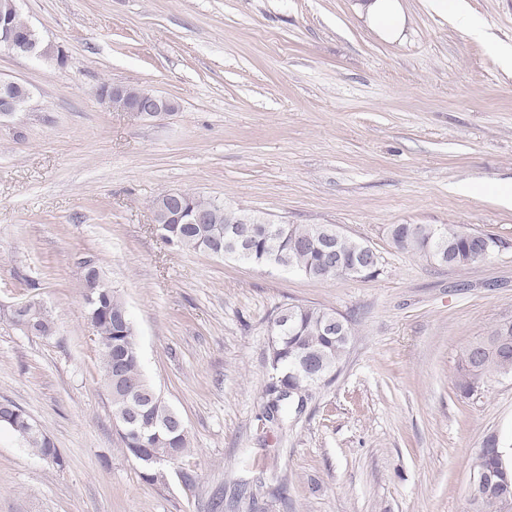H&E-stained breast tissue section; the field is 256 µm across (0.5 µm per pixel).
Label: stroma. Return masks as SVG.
Instances as JSON below:
<instances>
[{
  "mask_svg": "<svg viewBox=\"0 0 512 512\" xmlns=\"http://www.w3.org/2000/svg\"><path fill=\"white\" fill-rule=\"evenodd\" d=\"M361 0H21L64 67L0 49L31 101L0 118V403L61 463L0 430V512H465L489 435L512 449V377L455 387L464 347L512 321V0H461L470 36L430 0H400L381 38ZM142 86L178 112L145 121L98 97ZM189 190L288 224H332L379 273L317 281L206 252L154 228ZM394 224L497 238L483 262L399 250ZM95 262L133 323L142 373L191 441L146 482L112 416L82 296ZM38 297L52 338L11 326ZM291 304L349 318L335 382L265 413L273 321ZM286 495H279V488ZM167 192V191H166ZM166 192H163L159 194L153 204L156 200H158L161 196H163ZM182 190H172L168 191L166 195V202L168 204L169 208H166L164 205H157L154 206V218H155V228L160 234V236H169V234L165 231L166 230V224H160L161 220H164L163 222H166L172 218H179L181 210L174 206L175 202L179 201L183 197ZM159 213L162 214V216L159 215ZM160 220V221H159ZM7 404L17 409L19 413L10 414L8 420H3L2 426L0 424V430L3 428L11 431L26 448L38 456L52 459L56 464L60 463V454L50 437L35 424L22 408L10 402H7ZM31 424L36 428L37 435L31 432Z\"/></svg>",
  "mask_w": 512,
  "mask_h": 512,
  "instance_id": "obj_1",
  "label": "stroma"
}]
</instances>
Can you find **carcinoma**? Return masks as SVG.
I'll list each match as a JSON object with an SVG mask.
<instances>
[{
  "label": "carcinoma",
  "instance_id": "cac0c4a2",
  "mask_svg": "<svg viewBox=\"0 0 512 512\" xmlns=\"http://www.w3.org/2000/svg\"><path fill=\"white\" fill-rule=\"evenodd\" d=\"M254 214L225 207L219 213L220 226L234 228L240 238L249 243L251 264L271 265L270 239L259 225L251 222ZM320 224H286L277 248L287 255L288 268L304 276L326 281L344 275L343 269L351 260L354 241L343 238L334 243V252H328L319 237ZM432 224H394L389 235L394 245L404 251L421 254L436 262H447L454 267L474 265L485 259L482 249L485 241L498 246V240L489 234L464 232L454 226L440 231L445 241L444 250L438 248L439 231ZM212 234L209 224H188L180 238L170 237L165 243L182 251L204 252V239ZM37 324V336L53 335L54 320L38 301L29 302ZM87 318L97 329L100 362L107 377L112 398V414L124 450L144 468V477L157 479L156 461L176 463L189 449L186 425L177 423L178 412L158 394L140 370V355L131 321L119 325L117 320L126 315V306L110 288L96 293V299L87 301ZM285 316L274 321L270 345L272 367L278 372L279 387L269 390L266 412L271 420L285 411L287 405L298 399L296 412L304 410L313 392L336 380L350 342L349 320L343 327L327 324L332 310L308 304H294L283 309ZM328 372L327 381L314 380L310 368ZM512 376V321L496 324L489 335L470 344L460 356L455 387L468 397L477 392L490 374ZM33 420L19 410L0 422V427L11 431L17 439L35 454L60 463V454L50 437L41 429L31 432ZM471 469L486 479L479 488L469 493L468 512H512V485L493 487L487 479L496 478L503 471L512 477V463L506 452L492 436L477 449Z\"/></svg>",
  "mask_w": 512,
  "mask_h": 512
}]
</instances>
